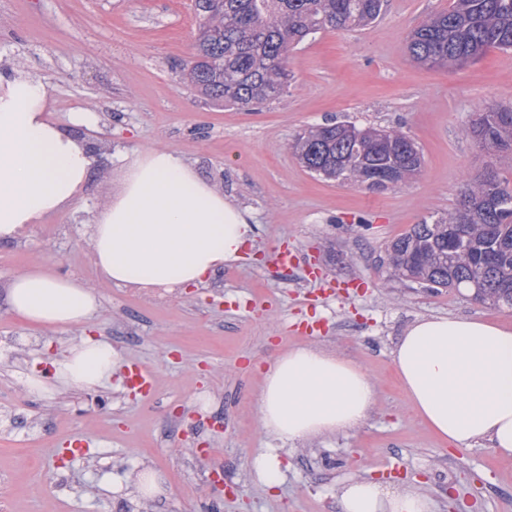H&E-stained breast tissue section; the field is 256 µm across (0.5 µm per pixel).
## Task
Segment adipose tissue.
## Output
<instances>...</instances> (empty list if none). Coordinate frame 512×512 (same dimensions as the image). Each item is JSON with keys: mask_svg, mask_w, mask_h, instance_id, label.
Masks as SVG:
<instances>
[{"mask_svg": "<svg viewBox=\"0 0 512 512\" xmlns=\"http://www.w3.org/2000/svg\"><path fill=\"white\" fill-rule=\"evenodd\" d=\"M42 80L0 72V242L24 236L46 217L73 208L90 178L88 146L51 120ZM119 191L91 226L94 264L118 287L197 286L240 261L254 234L247 209L225 200L177 153L150 149L122 157ZM10 312L30 328L90 321L100 300L81 281L36 268L10 280ZM116 353L91 336L72 344L51 380L30 378L36 394L109 383ZM414 413L445 445L485 441L512 456V332L482 319L430 317L407 327L392 352ZM375 391L352 361L311 346L269 362L259 394L269 436L296 441L363 424ZM342 512H438L413 490L373 480L344 486Z\"/></svg>", "mask_w": 512, "mask_h": 512, "instance_id": "ef3b65f1", "label": "adipose tissue"}]
</instances>
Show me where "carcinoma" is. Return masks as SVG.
Instances as JSON below:
<instances>
[{
	"label": "carcinoma",
	"mask_w": 512,
	"mask_h": 512,
	"mask_svg": "<svg viewBox=\"0 0 512 512\" xmlns=\"http://www.w3.org/2000/svg\"><path fill=\"white\" fill-rule=\"evenodd\" d=\"M385 0H194L199 28L180 80L212 103L247 108L278 98L288 55L326 28L362 30ZM420 64L450 71L492 48L512 49V0H451L413 30ZM355 134H346V128ZM491 158L512 153V106L491 107L465 127ZM305 170L326 181L384 190L416 175L419 146L399 128L343 122L311 127L294 142ZM466 182L455 206L415 224L387 246L394 271L428 288H464L512 309V182L493 171Z\"/></svg>",
	"instance_id": "obj_1"
}]
</instances>
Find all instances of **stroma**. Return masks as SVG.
Returning <instances> with one entry per match:
<instances>
[{
	"label": "stroma",
	"instance_id": "1",
	"mask_svg": "<svg viewBox=\"0 0 512 512\" xmlns=\"http://www.w3.org/2000/svg\"><path fill=\"white\" fill-rule=\"evenodd\" d=\"M449 0H387L362 31L326 29L292 51L283 94L252 108L205 101L182 83L198 20L191 0H0V70L40 78L62 126L93 112L97 147L83 199L13 243H0V512H339L344 485L369 479L436 500L442 512H512V457L488 443L446 448L400 389L392 351L422 317L486 319L512 329V311L466 291L394 276L386 246L453 207L486 158L463 133L484 108L512 103V50L448 71L411 61L408 36ZM327 121L402 128L420 147L412 180L370 191L326 181L291 145ZM174 151L231 202L255 232L244 257L203 286L119 288L94 268L90 225L118 186V158ZM289 244L319 278H274ZM43 266L80 278L101 298L85 324L36 330L9 311L6 279ZM350 293H343V286ZM314 324L315 334L303 332ZM117 355L110 386L30 393V377L85 336ZM309 345L342 356L376 391L368 420L307 441L276 442L258 406L269 360ZM155 374L152 398L131 391L128 363ZM277 448L283 481L269 489L256 456ZM146 468L172 491L139 497ZM224 472V496L211 482Z\"/></svg>",
	"mask_w": 512,
	"mask_h": 512
}]
</instances>
